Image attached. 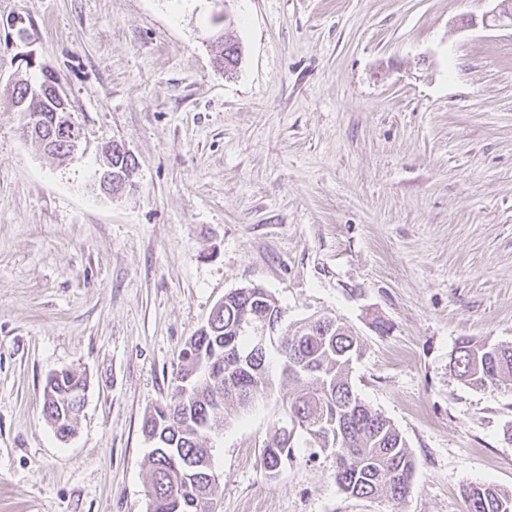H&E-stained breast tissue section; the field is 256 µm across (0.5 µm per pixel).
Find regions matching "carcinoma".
<instances>
[{
    "instance_id": "carcinoma-1",
    "label": "carcinoma",
    "mask_w": 512,
    "mask_h": 512,
    "mask_svg": "<svg viewBox=\"0 0 512 512\" xmlns=\"http://www.w3.org/2000/svg\"><path fill=\"white\" fill-rule=\"evenodd\" d=\"M214 37L222 47L216 58L220 68L237 66L239 43L222 29ZM45 80H24L15 92L27 99L25 124H40L47 136L57 106L42 93ZM269 311H281L271 294L255 298L248 288L235 289L224 295L206 327L186 342L177 378L187 381V394L155 407L142 425L152 444L148 512H214L218 475L206 440L222 426L228 407L245 410L272 388L269 350L255 348L240 327L247 313ZM360 352L358 337L337 318L295 326L276 347L281 377L296 385L288 396V417L304 428L314 454L336 456L335 479L343 493L399 504L411 493L415 462L394 425L355 393L351 369ZM452 368L471 387L498 389L504 381L512 382V344L464 339ZM85 389L86 380L71 370L47 378L43 414L59 438L78 418ZM293 458L286 429L262 449V464L271 476ZM463 498L467 512H512V491L491 484H469Z\"/></svg>"
}]
</instances>
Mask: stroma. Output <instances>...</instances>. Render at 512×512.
Here are the masks:
<instances>
[{
  "mask_svg": "<svg viewBox=\"0 0 512 512\" xmlns=\"http://www.w3.org/2000/svg\"><path fill=\"white\" fill-rule=\"evenodd\" d=\"M492 7L0 0V512H147L143 418L225 293L257 286L278 336L336 316L359 337L354 389L404 438L413 489L344 494L279 379L212 440L215 512H466L468 484L512 490V391L450 367L460 339L512 343V30L468 23ZM45 69L84 134L65 161L6 94ZM115 141L138 168L111 196ZM63 369L87 380L66 441L42 415ZM281 427L295 459L272 477ZM213 36L215 37V41L222 47L220 54L217 55L216 58V62L220 64V68L225 69V67L237 66L242 55L239 43L226 36V33L224 37V29H218ZM130 164L133 167L136 166L135 158L132 155L127 156L126 152L116 153L115 148L112 147V150L110 149L109 151L106 167L103 168L99 179L101 188L109 194L118 193L119 191L126 188V186L129 185V180H132L133 177L131 176L129 179H124V177H122V180L117 187L118 179L112 182V172L115 173L123 171V169L125 167L128 168ZM112 186L114 187L113 191ZM294 456L291 433L288 429H282V433L275 436L271 444L263 448L262 464L270 476H275Z\"/></svg>",
  "mask_w": 512,
  "mask_h": 512,
  "instance_id": "obj_1",
  "label": "stroma"
}]
</instances>
